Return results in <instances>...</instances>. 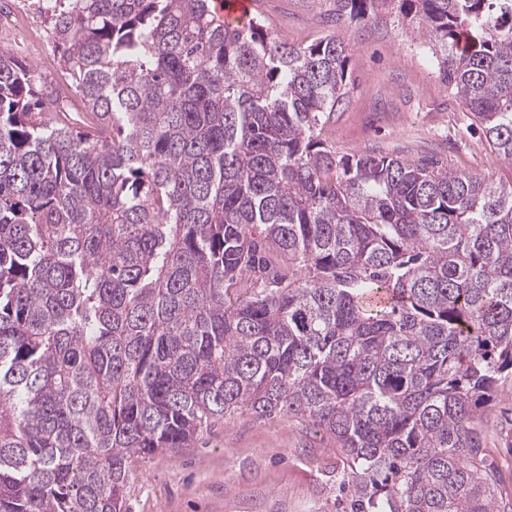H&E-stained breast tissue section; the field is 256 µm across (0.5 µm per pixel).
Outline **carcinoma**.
<instances>
[{
    "label": "carcinoma",
    "mask_w": 512,
    "mask_h": 512,
    "mask_svg": "<svg viewBox=\"0 0 512 512\" xmlns=\"http://www.w3.org/2000/svg\"><path fill=\"white\" fill-rule=\"evenodd\" d=\"M65 85L0 49V512H127L129 464L238 411L336 439L346 512H512L479 409L512 375V182L336 158L346 46L212 0H45ZM425 25L512 162V0ZM216 11L229 20H244L250 15L252 9L251 0H216Z\"/></svg>",
    "instance_id": "obj_1"
}]
</instances>
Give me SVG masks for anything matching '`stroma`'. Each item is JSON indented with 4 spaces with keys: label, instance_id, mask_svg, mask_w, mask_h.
I'll use <instances>...</instances> for the list:
<instances>
[{
    "label": "stroma",
    "instance_id": "35a3bbf8",
    "mask_svg": "<svg viewBox=\"0 0 512 512\" xmlns=\"http://www.w3.org/2000/svg\"><path fill=\"white\" fill-rule=\"evenodd\" d=\"M329 0H255L271 34L308 44L327 34L347 47L350 92L324 138L337 156L362 152L415 159L431 155L449 169L512 181L471 112L438 74L425 26L344 22L330 25ZM21 27H0V47L33 64L42 85L64 84L66 67L42 0H0ZM477 427L487 465L512 499V379L483 409ZM336 442L307 420L285 413L239 412L216 420L178 453L165 450L132 464L130 512H342Z\"/></svg>",
    "mask_w": 512,
    "mask_h": 512
}]
</instances>
